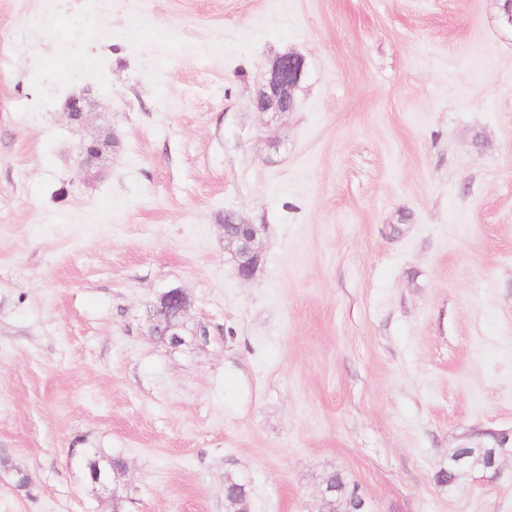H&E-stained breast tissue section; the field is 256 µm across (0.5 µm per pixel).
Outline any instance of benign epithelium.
Returning a JSON list of instances; mask_svg holds the SVG:
<instances>
[{
    "mask_svg": "<svg viewBox=\"0 0 512 512\" xmlns=\"http://www.w3.org/2000/svg\"><path fill=\"white\" fill-rule=\"evenodd\" d=\"M305 76L303 56L288 52L280 55L272 63L266 74L265 83L256 99L255 105L260 112H289L295 106L294 92ZM224 241L233 247L234 270L238 278L250 280L257 273L261 264V251L258 240L261 229L255 224L232 223L227 219L221 225ZM189 300L180 288H170L162 292L155 304L149 320V329L156 332L159 326H167L165 334L173 337L172 343L182 340V331L170 325L171 314L185 318Z\"/></svg>",
    "mask_w": 512,
    "mask_h": 512,
    "instance_id": "7a95c632",
    "label": "benign epithelium"
}]
</instances>
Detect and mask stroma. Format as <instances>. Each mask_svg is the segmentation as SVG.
Masks as SVG:
<instances>
[{
    "mask_svg": "<svg viewBox=\"0 0 512 512\" xmlns=\"http://www.w3.org/2000/svg\"><path fill=\"white\" fill-rule=\"evenodd\" d=\"M501 4L0 0V512H226L229 476L318 512L334 472L369 512H512V457L436 480L512 432ZM286 52L296 107L257 111ZM176 287L179 345L148 325ZM227 224H233L234 232L228 230ZM224 241L229 243L234 255L235 274L241 280H251L257 273L261 264V251L258 240L261 229L256 224L235 223L232 219H226V224L221 225ZM100 458H102V456L98 452H88L82 457L81 464L88 474L90 470H92V463ZM88 479L92 486V491L95 492L98 490L107 491L109 486L112 484L110 474L102 472L100 469L92 470L90 478Z\"/></svg>",
    "mask_w": 512,
    "mask_h": 512,
    "instance_id": "1",
    "label": "stroma"
}]
</instances>
